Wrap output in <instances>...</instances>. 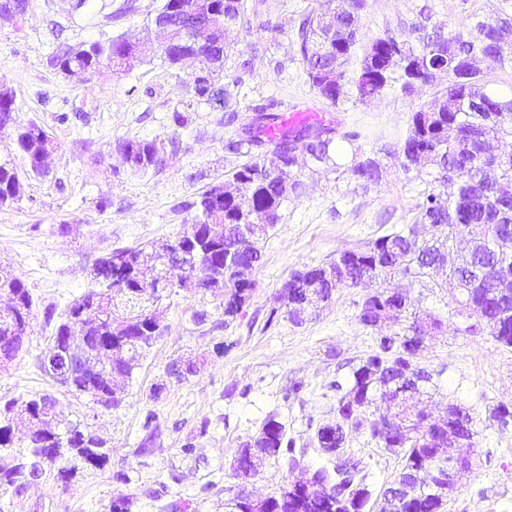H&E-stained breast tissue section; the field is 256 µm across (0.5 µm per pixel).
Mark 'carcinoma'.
Masks as SVG:
<instances>
[{"instance_id":"carcinoma-1","label":"carcinoma","mask_w":512,"mask_h":512,"mask_svg":"<svg viewBox=\"0 0 512 512\" xmlns=\"http://www.w3.org/2000/svg\"><path fill=\"white\" fill-rule=\"evenodd\" d=\"M217 18H228L240 25L245 21L243 0H212ZM364 0H336L328 4L335 10V26L319 23V14L304 16L296 28V47L302 58L308 81L320 96H331L335 85H347L356 100L365 102L385 89L400 84L402 92L411 90L407 73L408 62L439 55L438 44H448L447 59L453 61L464 50L478 48L495 58V66L504 68L512 64V46L500 47L493 43L492 24L481 22L470 37L442 36L439 31L416 27L407 34H396L389 29L364 43L352 40L343 47L336 45V32L350 29L358 19ZM217 46L202 52V64L210 73V80L202 87H193L198 98L220 94L217 83L224 74V59L232 50L224 31L215 35ZM132 52V46L121 37H111L92 43L69 46L52 56L50 63L61 73L74 67L99 74L112 69ZM472 86L467 99L449 85L435 93L439 102L435 109L424 105L411 113L407 127L396 146L406 155L403 167L410 171L425 167L435 174L434 182L451 185L448 200L441 202L439 195L430 190L420 205V222L441 224V237L428 241L419 238L416 225L407 224L382 235L359 250L343 251L328 265L348 267L346 276L335 282L318 279L322 266L310 267L293 274L282 285L288 301L302 302L312 292L320 298L333 296L340 288L365 290L358 314L359 322L374 327L378 321L393 325L409 322L402 331L376 337L375 350L359 364L353 366L344 380H334L328 385L336 393V407L332 418L318 424L314 430V444L327 458L325 464L314 467L316 486L310 489L289 490L283 485L267 499V512H348L346 503L369 488V472L365 463L347 453L345 445L351 429L368 428L371 436L388 452H397L402 467L386 491H407L400 506L401 512H439L436 496L439 486L448 484V466L429 467L428 459L435 448H415L403 444L399 428L387 434L378 433L373 425L382 412L373 408L380 395L392 389L403 391L401 409L410 411L413 393H424L431 384V375L418 365L424 350L418 327L428 318L440 327L442 322L430 313L411 311L410 288L404 286L384 290L381 282L399 276L417 279L429 275L431 265L456 248L457 235L467 230L470 236L483 241L482 250L474 255L461 252L453 267L448 269L447 287L459 291L461 305L476 306L488 319L489 333L493 340L512 348V299L501 300L496 296V282L512 276V251L503 252L497 242L512 236V194L495 196L484 193V182L495 179L512 185V152L500 154L496 172L484 170L481 157L483 141L494 142L512 138V98L503 99L487 91L480 76L471 78ZM277 103L273 100L255 108L257 123L249 133L247 144L259 145L269 140L281 145L292 131L277 124V117L270 113ZM18 114L14 95L0 93V127ZM329 136L312 143L308 160L314 167L333 164L331 145L333 138L352 144L361 139L357 129L327 128ZM18 153L33 172L38 171L37 158L54 141L47 131L31 122L14 130ZM115 151L127 154L130 170L147 175L161 169L167 158L165 143L157 140L119 139ZM296 159L288 152H275L271 161L260 155L239 166L232 179L248 182L249 192L242 199L227 198L213 185L191 203L194 215L180 225L170 239L180 249L181 265L185 278L157 283V297L162 300L181 290L194 294L224 295L222 316L224 323L237 318L250 300L256 287L254 272L261 264L262 251L259 240L281 221V209L288 195L284 193L282 176H295ZM350 171L371 183L379 180L378 166L370 158L353 160ZM21 185L14 161L0 162V206L19 200ZM251 233L252 252L239 260L236 247L243 231ZM160 248L149 242L143 246L117 249L94 263L93 282L98 289L90 290L67 305L61 321L56 325L45 353L58 350L63 336L77 337V350L93 357L107 355L112 346H125V357L134 361L143 357L162 336L156 330V314L141 296V288L134 278L135 265L154 259ZM11 294L17 307L10 322L12 331L0 327V353L16 358L24 344L19 337L29 333L33 318V297L23 280L15 273L0 268V294ZM123 301L121 309L113 311V295ZM93 300L105 305V318L97 324L78 325L80 309ZM135 365L119 362L122 378L112 375L90 376L84 372L56 382L91 399L114 390L126 391ZM56 409L54 399L38 394L25 401L13 399L3 406L0 423V486L6 485L19 493L26 481L39 479L45 473L41 449L57 448V458L72 459L92 468L102 467L108 458L106 442L96 433L58 418L53 441L32 430L28 436L25 454L13 453V423L21 417L33 425L42 415ZM257 436L262 438L261 453L254 456L238 454L232 465V476L242 482L257 476L266 463L283 461L289 468H305V451H298L288 440L286 426L277 415L271 414L263 423Z\"/></svg>"}]
</instances>
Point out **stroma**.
I'll return each instance as SVG.
<instances>
[{
    "label": "stroma",
    "instance_id": "35a3bbf8",
    "mask_svg": "<svg viewBox=\"0 0 512 512\" xmlns=\"http://www.w3.org/2000/svg\"><path fill=\"white\" fill-rule=\"evenodd\" d=\"M123 2L93 0L74 11L68 0H29L25 18L0 19V85L12 89L21 118L38 122L56 143L38 175L18 162L13 130H0V159L17 161L22 183L19 201L0 207V267L18 274L35 302L23 351L0 365V400L53 395L63 418L89 427L109 450L103 468L77 469L70 480L51 470L22 494L0 489V512H109L118 495L133 497V512H179L185 500L195 512H227L239 489L262 499L288 478L274 462L247 483L232 476L230 465L243 442L271 414L285 423L295 448L306 449L307 462L321 465L311 437L336 405L329 382L345 378L372 353L376 336L392 329L359 322V288L339 289L329 306L293 323L282 285L293 273L363 248L395 225L418 223L431 187L426 173L405 171L384 146L411 112L433 98L434 87L412 95L390 90L366 104L349 97L333 104L312 90L293 34L300 18L325 8L327 0H244L251 25L228 33L234 49L224 62L223 103L194 98L191 68L172 69L157 57L124 74L103 71L84 84L51 66L53 55L82 42L122 35L158 45L147 16L159 0H134L135 12L121 16ZM504 18L512 19V0H365L361 35L406 33L416 26L465 35L477 23ZM261 20L271 21V28H258ZM271 99L280 123H339L376 134L357 147L341 144L336 167L313 169L299 156L303 190L289 196L280 224L260 240L256 287L237 319L224 322L220 300L211 295L172 297L163 309L167 332L140 360L117 408L94 405L55 384L39 367L55 328L45 309L63 313L86 292L91 267L106 253L176 233L196 196L230 182L232 171L246 162V154L230 144L243 138L255 106ZM177 113L183 124H175ZM122 138L174 139L179 146L160 171L142 177L123 170L115 151ZM359 150L379 161V182L352 174ZM62 224L69 233H59ZM446 278L442 271L413 282L410 290L418 310L443 321L419 358L438 385L423 407L435 417L451 404L474 412L481 465L462 478L444 512H512V422L503 425L488 414L493 404L512 403V350L498 346L484 323L459 313L443 287ZM202 309L210 317L195 324L193 314ZM273 310L278 319L271 323ZM180 359L196 361L197 374L169 380L167 368ZM159 383L164 389L157 395ZM190 437L197 451L188 456L182 446ZM347 451L365 462L371 501L379 503L401 457L379 448L363 427L351 430ZM119 472L129 482L115 481Z\"/></svg>",
    "mask_w": 512,
    "mask_h": 512
}]
</instances>
